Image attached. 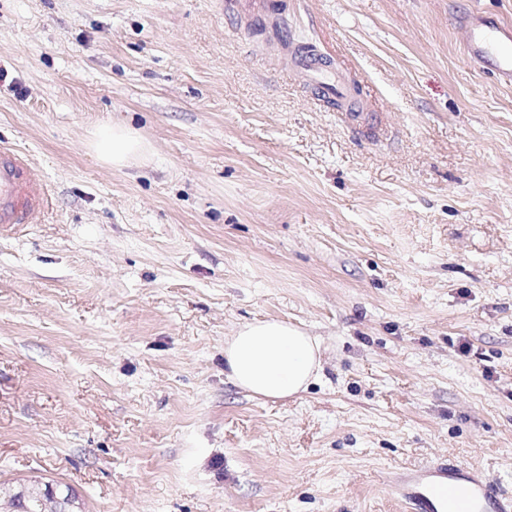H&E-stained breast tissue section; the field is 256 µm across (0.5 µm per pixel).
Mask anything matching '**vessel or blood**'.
Returning <instances> with one entry per match:
<instances>
[{
    "label": "vessel or blood",
    "instance_id": "b4317fda",
    "mask_svg": "<svg viewBox=\"0 0 512 512\" xmlns=\"http://www.w3.org/2000/svg\"><path fill=\"white\" fill-rule=\"evenodd\" d=\"M243 17L255 20L274 13L270 0H231ZM465 32L464 52L476 67L490 66L497 80L512 84V24H494L471 14L458 17ZM300 61L307 81L318 100L340 104L357 91L355 82L324 63L318 54L304 50ZM43 186L30 164L8 149L0 150V224H25L43 205ZM390 488L416 504L420 512H437L449 505V512H512V499L501 497L484 476L448 465L424 468L396 476Z\"/></svg>",
    "mask_w": 512,
    "mask_h": 512
}]
</instances>
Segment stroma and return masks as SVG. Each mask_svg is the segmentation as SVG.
<instances>
[{
    "label": "stroma",
    "mask_w": 512,
    "mask_h": 512,
    "mask_svg": "<svg viewBox=\"0 0 512 512\" xmlns=\"http://www.w3.org/2000/svg\"><path fill=\"white\" fill-rule=\"evenodd\" d=\"M0 0V148L47 191L0 224V486L83 512H415L390 473L512 498V86L455 17L512 0ZM307 44L380 141L305 85ZM121 121L149 156L90 147ZM322 344L281 400L224 374L258 320ZM269 1L270 0H231L230 5L244 18L258 20L276 12L280 21H282L281 9H276ZM91 149L103 163L123 168L145 157L149 145L128 125L112 122L95 128ZM8 497V504L13 512H76L68 509L76 504L74 490L64 484L46 483L36 485H19L8 492L0 488V495Z\"/></svg>",
    "instance_id": "1"
}]
</instances>
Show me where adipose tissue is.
I'll return each instance as SVG.
<instances>
[{"mask_svg":"<svg viewBox=\"0 0 512 512\" xmlns=\"http://www.w3.org/2000/svg\"><path fill=\"white\" fill-rule=\"evenodd\" d=\"M98 159L115 168L145 157L149 145L123 123L102 124L92 134ZM321 345L317 337L281 320L241 326L224 341V373L251 395L280 399L298 395L320 377Z\"/></svg>","mask_w":512,"mask_h":512,"instance_id":"ef3b65f1","label":"adipose tissue"}]
</instances>
